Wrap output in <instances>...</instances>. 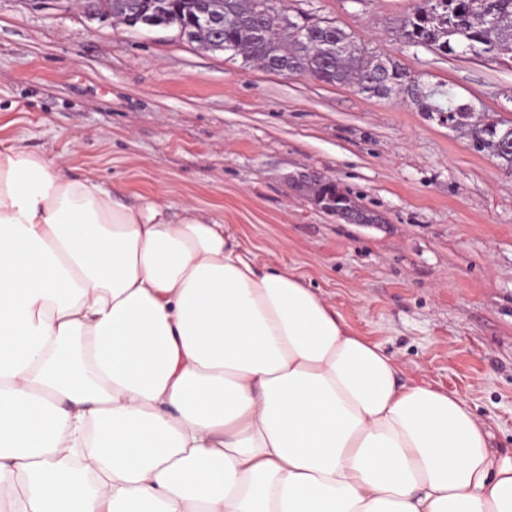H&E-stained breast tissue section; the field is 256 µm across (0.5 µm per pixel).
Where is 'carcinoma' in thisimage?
Wrapping results in <instances>:
<instances>
[{
    "mask_svg": "<svg viewBox=\"0 0 512 512\" xmlns=\"http://www.w3.org/2000/svg\"><path fill=\"white\" fill-rule=\"evenodd\" d=\"M95 6L125 21L168 16L189 41L211 49L219 38L234 53L272 72L308 75L370 95L383 82L387 91L403 89L425 111L446 112L455 122L468 120L474 111L443 89L421 91L398 60L360 46L335 23L293 19L278 13L273 0H95ZM216 12L227 19L221 31L201 23ZM400 35L409 44L444 54L459 48L477 56L512 53V0H420L402 20ZM474 140L512 167V128L478 125Z\"/></svg>",
    "mask_w": 512,
    "mask_h": 512,
    "instance_id": "1",
    "label": "carcinoma"
}]
</instances>
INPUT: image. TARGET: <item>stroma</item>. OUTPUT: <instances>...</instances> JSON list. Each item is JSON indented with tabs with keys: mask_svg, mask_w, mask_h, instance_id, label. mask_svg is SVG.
<instances>
[{
	"mask_svg": "<svg viewBox=\"0 0 512 512\" xmlns=\"http://www.w3.org/2000/svg\"><path fill=\"white\" fill-rule=\"evenodd\" d=\"M418 0H278L399 60L474 108L469 125L405 94L284 75L176 29L88 19L76 0H0V151L223 216L258 262L304 276L398 377L457 393L512 450V168L475 124L512 125V57L404 43ZM337 183L374 224L316 207L294 176Z\"/></svg>",
	"mask_w": 512,
	"mask_h": 512,
	"instance_id": "35a3bbf8",
	"label": "stroma"
}]
</instances>
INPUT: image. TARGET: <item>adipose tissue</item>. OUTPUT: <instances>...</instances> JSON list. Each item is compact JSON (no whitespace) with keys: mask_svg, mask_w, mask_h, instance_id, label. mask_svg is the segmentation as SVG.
I'll return each instance as SVG.
<instances>
[{"mask_svg":"<svg viewBox=\"0 0 512 512\" xmlns=\"http://www.w3.org/2000/svg\"><path fill=\"white\" fill-rule=\"evenodd\" d=\"M0 151V512H512V456L220 218Z\"/></svg>","mask_w":512,"mask_h":512,"instance_id":"adipose-tissue-1","label":"adipose tissue"}]
</instances>
